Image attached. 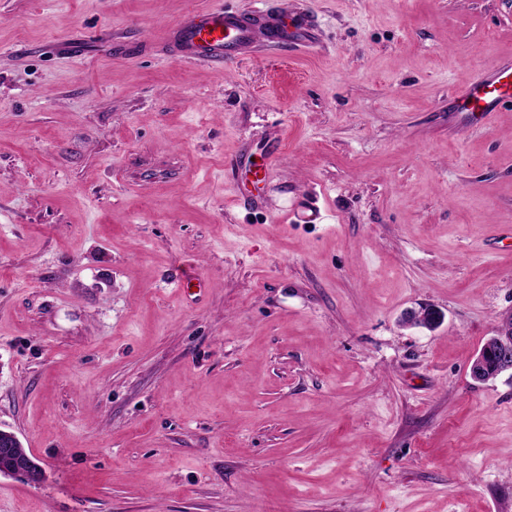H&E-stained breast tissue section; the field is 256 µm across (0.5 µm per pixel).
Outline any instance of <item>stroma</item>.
I'll return each instance as SVG.
<instances>
[{"mask_svg": "<svg viewBox=\"0 0 512 512\" xmlns=\"http://www.w3.org/2000/svg\"><path fill=\"white\" fill-rule=\"evenodd\" d=\"M262 5L318 45L166 50ZM507 58L512 0H0V512H512V106L449 101ZM509 371L512 374V325L488 339L470 366L471 376L481 382L496 379ZM0 473L21 477L30 483H39L41 467L22 447L11 432L0 430Z\"/></svg>", "mask_w": 512, "mask_h": 512, "instance_id": "stroma-1", "label": "stroma"}]
</instances>
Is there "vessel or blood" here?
<instances>
[{
    "label": "vessel or blood",
    "instance_id": "obj_1",
    "mask_svg": "<svg viewBox=\"0 0 512 512\" xmlns=\"http://www.w3.org/2000/svg\"><path fill=\"white\" fill-rule=\"evenodd\" d=\"M317 36L313 16L301 10L285 17L264 8H200L168 29L164 42L183 60L221 65L260 46L310 48ZM458 91L468 112L486 115L498 106L512 104V62L498 65L488 78L467 76Z\"/></svg>",
    "mask_w": 512,
    "mask_h": 512
}]
</instances>
